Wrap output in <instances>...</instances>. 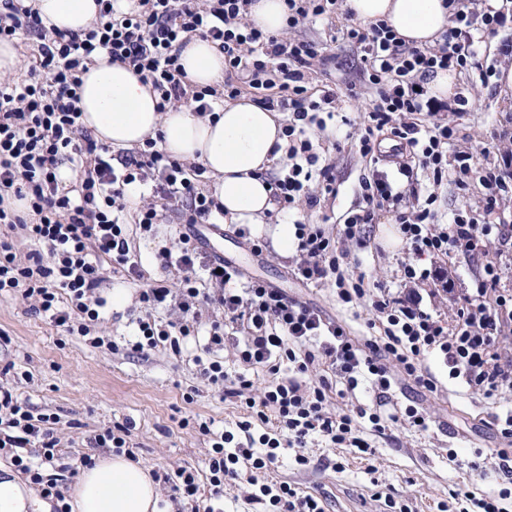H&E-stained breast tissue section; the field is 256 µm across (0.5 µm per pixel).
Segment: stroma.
<instances>
[{"label": "stroma", "mask_w": 512, "mask_h": 512, "mask_svg": "<svg viewBox=\"0 0 512 512\" xmlns=\"http://www.w3.org/2000/svg\"><path fill=\"white\" fill-rule=\"evenodd\" d=\"M330 53L338 67L330 75L314 74L311 88L331 85L344 93L349 82L358 80L360 56L355 47L336 43ZM457 92L467 96L472 108L464 117L455 147L473 154L476 164L496 161L512 144L490 140L492 128L512 127V88L497 81L489 85L456 80ZM320 153L333 166L339 192L321 201V211L329 216L328 231H337V221L361 199L360 180L368 168L351 141L332 147L320 140ZM391 216L380 212L373 227L372 246L351 249L357 270L388 288H401L402 263L416 261L418 269L440 270L452 280L458 293L469 292L480 265L469 257L449 253L444 257L415 259L408 246L391 244L387 232ZM181 229L175 215L151 232L129 225V245L136 255L142 276L131 279L119 269H107L99 294L106 298L103 329L119 349L91 347L85 337L72 335L49 320L29 314L27 305L11 294L0 295V388L26 402L32 413L52 414L61 438L66 462L79 465L82 456H98L88 438L117 424L129 426L128 444L142 466L161 474L178 468L205 476L208 471L209 439L200 434L199 423H208L213 432L235 430L248 412L239 399L225 398L221 387L203 379L193 362L200 349L187 343L181 353L158 347L142 353L127 350L125 341L134 338L137 320L144 316L138 297L147 284L166 282L176 287L178 275L163 270L158 254L171 248ZM201 257L224 256L246 277L265 281L282 289L293 300L308 303L326 317L344 324L352 335L380 336L370 326L365 309L341 303L331 285H303L291 271L294 259L279 257L273 246L255 254L234 224H220L210 233ZM122 289L128 301L112 305L114 289ZM424 367L437 379L435 391L428 392L408 382L399 383L394 400L399 406L417 402L431 418L430 427L417 431L394 422L384 430L363 426L364 438L373 446L370 454L329 446L321 437L309 438L304 448L282 449L278 462L268 470H242L239 479L224 486V512H262V505L248 501L250 476L259 481L285 482L298 491L320 498L325 512H394V505H408V512H439L440 504L451 503L453 491L479 494L497 490L494 477L483 467L492 452L505 441L493 421L500 409L495 399L476 397L449 384L448 367L438 355L425 357ZM457 448L456 462H449V448ZM304 455L306 465L295 461Z\"/></svg>", "instance_id": "35a3bbf8"}]
</instances>
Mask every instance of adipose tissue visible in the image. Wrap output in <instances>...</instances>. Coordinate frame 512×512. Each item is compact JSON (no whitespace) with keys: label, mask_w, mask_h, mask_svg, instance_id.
I'll list each match as a JSON object with an SVG mask.
<instances>
[{"label":"adipose tissue","mask_w":512,"mask_h":512,"mask_svg":"<svg viewBox=\"0 0 512 512\" xmlns=\"http://www.w3.org/2000/svg\"><path fill=\"white\" fill-rule=\"evenodd\" d=\"M44 25L79 31L96 19V0H33ZM358 19L385 20L398 37L414 46L434 45L448 26L444 0H346ZM186 78L194 86H220L224 53L212 41L193 38L181 55ZM82 123L92 137L113 153L143 146L159 138L172 158L200 164L211 180L224 218L248 225L252 233L269 234L279 255H295L294 225L265 228L275 203L265 177L284 155L285 137L276 112L242 97L215 106L201 117L191 107L157 108L158 96L126 66L98 54L83 74ZM159 485L151 473L124 455L96 459L81 468L73 491V512H157Z\"/></svg>","instance_id":"1"}]
</instances>
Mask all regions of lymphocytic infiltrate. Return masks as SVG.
<instances>
[{"label":"lymphocytic infiltrate","mask_w":512,"mask_h":512,"mask_svg":"<svg viewBox=\"0 0 512 512\" xmlns=\"http://www.w3.org/2000/svg\"><path fill=\"white\" fill-rule=\"evenodd\" d=\"M253 0H134L125 13L113 0H97L96 22L82 33L45 28L37 10L22 0H6L0 12V40L22 34L35 36L38 53L23 79L0 78V225L21 230L33 245L18 255L12 241L0 238V293L19 295L31 312L49 319L69 334L92 337L105 301L97 290L104 280L103 261L123 268L129 277L140 274L132 256L127 228L120 215L128 204L129 189L154 183L152 198L142 200L135 222L143 230L176 213L184 231L176 250L160 253V265L180 273L178 290L157 285L143 289L139 301L145 310L173 302L176 319L138 322L136 352L169 344L180 352V342L207 328L203 355L194 362L211 384L225 394L244 398L251 417L239 422L237 432L214 439L209 451L208 495H201L197 476L181 468L164 475L171 491L216 512L225 482L238 479L242 463L262 470L276 464L282 444L304 446L308 437L321 435L329 443L368 452L358 435L360 420L382 429L384 421H403L424 431L428 418L413 404L386 413L396 375H403L425 391L436 390V378L422 361L439 350L448 363V378L474 394L492 398L512 393V349L505 341L512 333V290L501 287L502 261L512 256V217L503 202L512 197V167H478L467 151H452L458 127L452 122L424 123L423 115L469 111L467 97L453 102L434 97L429 81L440 70L475 75L488 84L493 66L479 62L482 38L501 29L512 30V0H482L471 8L463 0H448L449 26L436 45L417 47L396 36L386 21H361L346 12L345 22L333 32L335 42L359 50L360 78L374 88L377 99L367 109L354 145L371 166L360 181L362 201L348 210L337 234L319 224L296 221L298 260L294 276L306 283L332 282L342 303H367L383 327L380 338L360 339L316 307L288 299L261 280L241 282L240 270L218 259L198 264L201 240L196 226L212 224L221 205L212 193L197 186L198 165L170 157L146 139L142 147L113 161L107 147L96 142L81 122L78 106L82 76L95 55L106 53L110 63L133 69L157 93L159 110L178 105L210 113V100L222 95L237 98L257 93L258 105L282 113L287 141L288 170L270 182L277 213L315 212L322 197L336 196L333 165L323 163L314 134L328 135L336 112V94L325 88L311 93L308 84L315 68L326 65L324 44L295 37L305 21L340 12V0H284L287 27L277 33L261 31L248 21ZM202 35L218 41L224 52V87L191 88L179 62L189 39ZM394 141L392 167L382 164V139ZM81 164L76 188L63 185L58 169L64 162ZM426 172L432 193L419 196L414 185ZM450 183L462 192L471 185L483 189L478 206H461L448 220L436 208V187ZM390 213L403 242L416 256L459 252L480 259L481 271L470 295L449 296L457 311L447 321L420 307L415 292L396 295L381 284L365 287L351 281L347 244L367 248L369 228L379 211ZM222 309L245 333L238 356L243 363L279 371L288 361L293 377L265 386L252 397L253 382L246 374L228 375L214 351L224 347V325L202 323V305ZM327 366L328 375L310 379L311 369ZM375 394L371 403L358 405L355 415H330L328 397L354 395L362 385ZM275 429H268V422ZM56 420L33 415L26 403L0 390V449H13L12 461L40 485L45 497L55 499V512H71L56 479L44 478L42 468L60 460ZM38 444L36 456L26 455ZM494 474L502 486L494 494L458 491V512H505L502 502L512 498V454L497 450ZM251 501L267 512H325L320 499L297 492L285 483L251 479Z\"/></svg>","instance_id":"obj_1"}]
</instances>
